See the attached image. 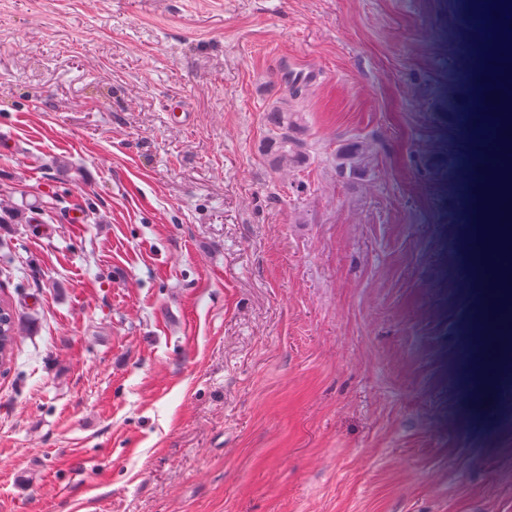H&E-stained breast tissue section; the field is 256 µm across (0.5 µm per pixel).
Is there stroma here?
Here are the masks:
<instances>
[{"mask_svg": "<svg viewBox=\"0 0 512 512\" xmlns=\"http://www.w3.org/2000/svg\"><path fill=\"white\" fill-rule=\"evenodd\" d=\"M469 32L467 0H0V512H512L465 388ZM292 100L281 98L266 113L269 128L262 152L275 169L300 168L308 162L302 143L294 135L304 126V112L296 109ZM1 305H5L9 311L6 323L3 325V335L0 331V349L2 350L5 346L8 348L7 365L4 367L7 372L10 368L9 365L14 359V349L17 337L20 336L23 327L21 316L12 306V303L4 301Z\"/></svg>", "mask_w": 512, "mask_h": 512, "instance_id": "35a3bbf8", "label": "stroma"}]
</instances>
